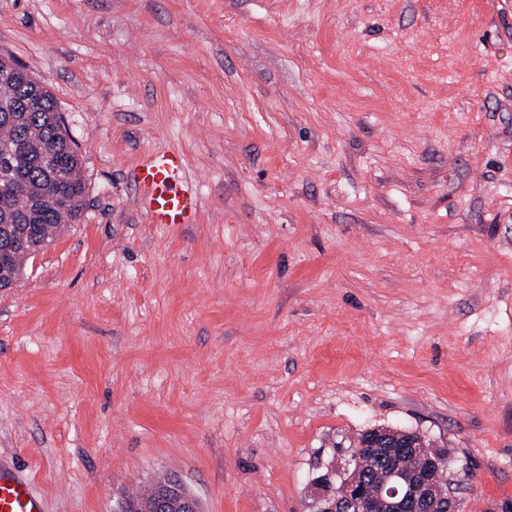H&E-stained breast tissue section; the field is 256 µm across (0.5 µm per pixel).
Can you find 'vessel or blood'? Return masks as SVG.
Instances as JSON below:
<instances>
[{
    "mask_svg": "<svg viewBox=\"0 0 512 512\" xmlns=\"http://www.w3.org/2000/svg\"><path fill=\"white\" fill-rule=\"evenodd\" d=\"M181 169V157L174 152L152 155L137 166L134 183L152 223L186 224L194 215L196 202L181 180ZM0 512H44L29 482L1 462Z\"/></svg>",
    "mask_w": 512,
    "mask_h": 512,
    "instance_id": "b4317fda",
    "label": "vessel or blood"
}]
</instances>
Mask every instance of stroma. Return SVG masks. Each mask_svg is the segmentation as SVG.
<instances>
[{
	"label": "stroma",
	"instance_id": "1",
	"mask_svg": "<svg viewBox=\"0 0 512 512\" xmlns=\"http://www.w3.org/2000/svg\"><path fill=\"white\" fill-rule=\"evenodd\" d=\"M1 54L87 190L0 288V456L46 512L165 472L305 512L377 426L512 512V0H0ZM166 151L193 223L136 194Z\"/></svg>",
	"mask_w": 512,
	"mask_h": 512
}]
</instances>
